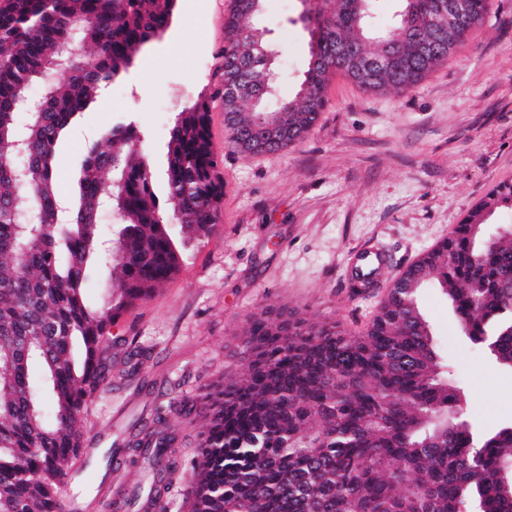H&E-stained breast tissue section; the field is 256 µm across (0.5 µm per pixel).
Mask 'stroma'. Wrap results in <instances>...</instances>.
I'll return each mask as SVG.
<instances>
[{"label":"stroma","instance_id":"1","mask_svg":"<svg viewBox=\"0 0 512 512\" xmlns=\"http://www.w3.org/2000/svg\"><path fill=\"white\" fill-rule=\"evenodd\" d=\"M231 0H177L171 24L150 51L78 116L54 157L58 193L76 195L86 148L119 122H134L156 178L167 193L169 128L182 107L205 98L210 141L224 181L217 223L180 250L171 279L136 301L112 329L110 383L91 406L85 448L114 449L111 471L72 461L71 512H141L124 502L146 484L129 472L124 447L134 426L165 413L187 460L197 426L176 410L201 401L221 374L239 372L241 333L255 313L285 309L331 318L348 333L371 325L392 280L352 295L351 254L373 242L403 272L448 238L495 184L512 182V0H492L485 18L447 60L396 96L365 93L341 76L304 139L284 150L249 155L229 146L215 72L224 53ZM301 0H266L263 23L286 77L279 98L295 95L307 68L309 36ZM448 376L463 391L464 418L484 433L512 423V371L462 336L439 288L421 290Z\"/></svg>","mask_w":512,"mask_h":512}]
</instances>
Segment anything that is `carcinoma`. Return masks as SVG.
Here are the masks:
<instances>
[{
    "label": "carcinoma",
    "instance_id": "carcinoma-1",
    "mask_svg": "<svg viewBox=\"0 0 512 512\" xmlns=\"http://www.w3.org/2000/svg\"><path fill=\"white\" fill-rule=\"evenodd\" d=\"M264 0H231L224 17V85L237 76L265 87L256 99L222 98L230 143L282 150L326 106L331 77L365 92L403 94L418 84L487 14L467 0L453 43L435 21L448 0H398L381 23L375 0H310L303 22L310 61L294 98H277L276 50L259 25ZM176 0H0V512H69L63 497L95 393L109 383L103 345L135 301L175 273L167 225L210 231L224 184L208 135V103L175 118L167 143V204L160 205L140 131L118 123L88 146L78 200L60 203L53 166L62 132L169 27ZM81 42L68 81L29 96ZM354 49L375 62L345 61ZM112 174L108 179L105 174ZM512 209V183L482 197L453 233L409 267L418 285L389 290L364 337L334 322L262 312L245 331V372L207 397L197 454L179 463L166 418L139 425L124 463L146 464L145 499L161 501L180 473L191 512H512V425L478 436L459 420L462 394L443 364L418 290L435 280L462 331L512 370V224L473 235L493 209ZM119 215L102 245L104 210ZM112 268L95 308L84 302L91 267ZM41 378L30 377L33 365Z\"/></svg>",
    "mask_w": 512,
    "mask_h": 512
}]
</instances>
